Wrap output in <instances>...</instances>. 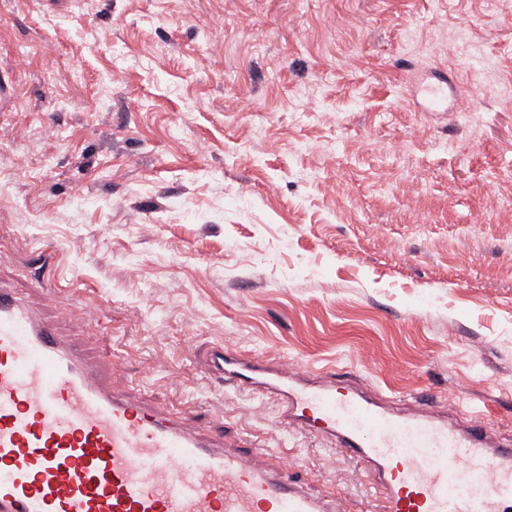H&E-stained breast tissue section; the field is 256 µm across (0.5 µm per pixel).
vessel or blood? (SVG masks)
<instances>
[{"mask_svg": "<svg viewBox=\"0 0 512 512\" xmlns=\"http://www.w3.org/2000/svg\"><path fill=\"white\" fill-rule=\"evenodd\" d=\"M201 368L277 399L281 425L361 462L378 512H512V448L435 396L395 403L333 370L288 368L220 344ZM253 441L113 389L55 323L0 283V512H334Z\"/></svg>", "mask_w": 512, "mask_h": 512, "instance_id": "vessel-or-blood-1", "label": "vessel or blood"}]
</instances>
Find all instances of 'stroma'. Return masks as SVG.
I'll return each mask as SVG.
<instances>
[{
    "mask_svg": "<svg viewBox=\"0 0 512 512\" xmlns=\"http://www.w3.org/2000/svg\"><path fill=\"white\" fill-rule=\"evenodd\" d=\"M510 83L491 0H0V279L115 386L373 512L360 463L197 358L337 366L512 443Z\"/></svg>",
    "mask_w": 512,
    "mask_h": 512,
    "instance_id": "obj_1",
    "label": "stroma"
}]
</instances>
